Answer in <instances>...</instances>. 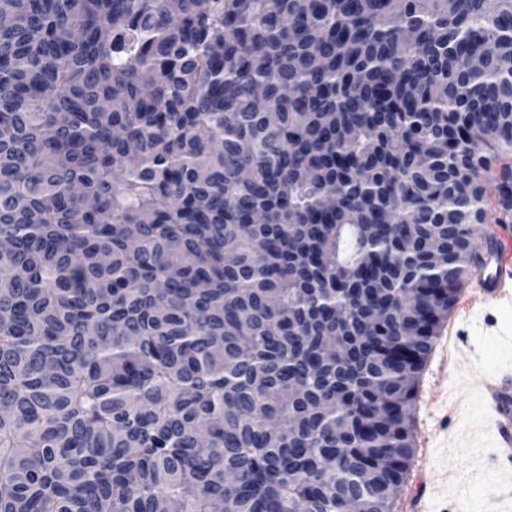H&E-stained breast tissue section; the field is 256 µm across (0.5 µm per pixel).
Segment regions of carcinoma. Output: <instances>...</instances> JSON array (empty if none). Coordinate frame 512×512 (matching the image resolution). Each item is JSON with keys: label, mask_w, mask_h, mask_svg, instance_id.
<instances>
[{"label": "carcinoma", "mask_w": 512, "mask_h": 512, "mask_svg": "<svg viewBox=\"0 0 512 512\" xmlns=\"http://www.w3.org/2000/svg\"><path fill=\"white\" fill-rule=\"evenodd\" d=\"M510 154L512 0H0V512H393Z\"/></svg>", "instance_id": "cac0c4a2"}]
</instances>
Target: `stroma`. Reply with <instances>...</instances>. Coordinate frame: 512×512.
<instances>
[{
	"mask_svg": "<svg viewBox=\"0 0 512 512\" xmlns=\"http://www.w3.org/2000/svg\"><path fill=\"white\" fill-rule=\"evenodd\" d=\"M457 365L432 349L421 372L412 414L428 439V485L421 512H512V471L492 461L489 412L479 394L483 376L512 368V303L462 315Z\"/></svg>",
	"mask_w": 512,
	"mask_h": 512,
	"instance_id": "obj_1",
	"label": "stroma"
}]
</instances>
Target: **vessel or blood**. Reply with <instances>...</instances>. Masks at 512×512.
<instances>
[{"instance_id": "1", "label": "vessel or blood", "mask_w": 512, "mask_h": 512, "mask_svg": "<svg viewBox=\"0 0 512 512\" xmlns=\"http://www.w3.org/2000/svg\"><path fill=\"white\" fill-rule=\"evenodd\" d=\"M512 301V240L490 250V259L479 287L467 289L457 306L458 313ZM484 396L492 414L496 442L495 463L512 470V372L490 376L484 384Z\"/></svg>"}]
</instances>
